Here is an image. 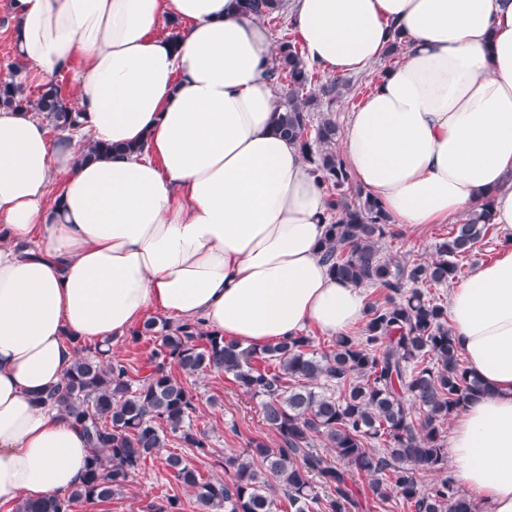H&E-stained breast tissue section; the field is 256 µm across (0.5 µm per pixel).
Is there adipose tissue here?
<instances>
[{
    "instance_id": "obj_1",
    "label": "adipose tissue",
    "mask_w": 512,
    "mask_h": 512,
    "mask_svg": "<svg viewBox=\"0 0 512 512\" xmlns=\"http://www.w3.org/2000/svg\"><path fill=\"white\" fill-rule=\"evenodd\" d=\"M28 74L75 72L77 134L0 108V507L80 484L91 450L47 402L81 347L158 310L260 347L362 324V288L321 257L326 194L276 134L273 44L236 0H13ZM183 25L157 34L163 18ZM305 59L360 73L393 43L341 136L392 223L444 224L484 199L512 232V0H291ZM91 143L112 145L92 160ZM141 144L143 154L126 153ZM487 394L455 416L448 457L489 512H512V245L449 296Z\"/></svg>"
}]
</instances>
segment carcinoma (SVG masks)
<instances>
[{"mask_svg":"<svg viewBox=\"0 0 512 512\" xmlns=\"http://www.w3.org/2000/svg\"><path fill=\"white\" fill-rule=\"evenodd\" d=\"M239 7L273 23L286 13L287 0H241ZM318 74L296 41L283 37L275 45L268 77L284 91L275 129L300 148L329 194L323 259L337 280L377 291L361 334L337 336L326 351L314 349L303 334L251 349L196 324L153 321L131 336L136 343L146 333L157 335L143 376L123 361L104 360L105 350L84 349L60 393L49 396L87 435L92 454L84 481L40 503L22 501L15 512H69L75 501L108 499L170 437L207 453L206 432L192 424L197 398L173 375L174 367L187 375H231L258 400L278 438L275 448L253 439L242 453L224 458V479L204 476L182 453L161 457L192 489L197 512H281L283 497L288 512H360L352 473L368 478L377 504L395 495L411 512H476L448 475L442 426L486 386L465 365L448 327V305L431 289L459 277L477 245L495 233L490 203L454 224L429 262L386 254L385 239L393 236L389 217L353 185L337 150L333 114L352 81ZM0 106L30 109L61 131L79 118L58 85L47 83L33 94L15 75L0 77ZM317 440L333 450L334 460L318 452ZM428 472L441 478L427 485ZM316 479L322 496L313 492Z\"/></svg>","mask_w":512,"mask_h":512,"instance_id":"cac0c4a2","label":"carcinoma"}]
</instances>
